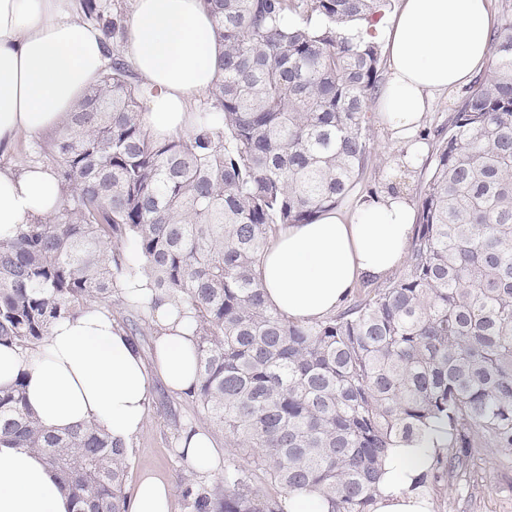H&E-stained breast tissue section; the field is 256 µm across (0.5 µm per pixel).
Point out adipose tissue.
<instances>
[{
	"label": "adipose tissue",
	"instance_id": "adipose-tissue-1",
	"mask_svg": "<svg viewBox=\"0 0 512 512\" xmlns=\"http://www.w3.org/2000/svg\"><path fill=\"white\" fill-rule=\"evenodd\" d=\"M494 24L491 0H400L392 18L360 26L365 40L385 47L387 78L378 104L395 166L421 165L427 146L419 132L431 102L486 70ZM220 51L201 0H132L121 53L143 82V121L155 138L192 126L191 99L217 80ZM107 62L101 33L74 22L72 0H0V154L14 152L20 136L59 126ZM61 198L52 169L0 167V238L50 215ZM415 221L406 193L384 191L354 210L330 209L311 223L281 228L259 267L268 303L298 322L335 313L362 281L383 279L404 262ZM154 319L153 365L108 311L96 309L56 320L35 348L0 346V387L28 370L27 401L43 425L63 431L94 420L130 441L147 416L150 370L173 392L197 381L188 319L165 303ZM445 442V433L436 431L422 444L392 449L375 512H431L430 498L415 482ZM171 501V488L149 475L137 484L129 512H171ZM73 510L40 455L0 444V512Z\"/></svg>",
	"mask_w": 512,
	"mask_h": 512
}]
</instances>
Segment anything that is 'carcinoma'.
Here are the masks:
<instances>
[{"label":"carcinoma","instance_id":"obj_1","mask_svg":"<svg viewBox=\"0 0 512 512\" xmlns=\"http://www.w3.org/2000/svg\"><path fill=\"white\" fill-rule=\"evenodd\" d=\"M389 0H204L224 50L220 79L190 130L157 140L140 81L114 44L122 8L83 0L109 64L66 121L37 143L62 202L0 239V346L31 349L51 324L147 280L151 307L192 318L189 391L232 451L212 487L181 479L193 512H283L252 488L262 471L328 512H371L388 450L448 433L436 481L474 448L512 452V11L491 67L433 131L403 270L314 324L265 302L256 277L278 225L307 224L363 180L380 47L349 29ZM26 372L0 389V443L57 472L78 512H127L129 448L99 425L46 430Z\"/></svg>","mask_w":512,"mask_h":512}]
</instances>
